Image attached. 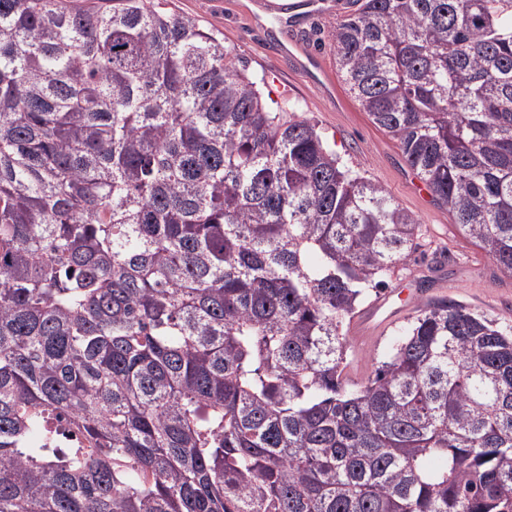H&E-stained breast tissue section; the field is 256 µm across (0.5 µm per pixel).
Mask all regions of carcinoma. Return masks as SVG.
Wrapping results in <instances>:
<instances>
[{
    "mask_svg": "<svg viewBox=\"0 0 512 512\" xmlns=\"http://www.w3.org/2000/svg\"><path fill=\"white\" fill-rule=\"evenodd\" d=\"M328 43L512 277V0H362ZM418 231L197 19L0 0V512H512L511 321L434 298L350 376Z\"/></svg>",
    "mask_w": 512,
    "mask_h": 512,
    "instance_id": "cac0c4a2",
    "label": "carcinoma"
}]
</instances>
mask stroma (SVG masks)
<instances>
[{
    "instance_id": "1",
    "label": "stroma",
    "mask_w": 512,
    "mask_h": 512,
    "mask_svg": "<svg viewBox=\"0 0 512 512\" xmlns=\"http://www.w3.org/2000/svg\"><path fill=\"white\" fill-rule=\"evenodd\" d=\"M358 0H341L339 12L308 18L297 10L275 23H255L252 0H166L170 13L196 18L218 29L249 73L262 78L263 94L281 107L296 106L299 117L316 123L332 149L361 176L381 185L421 225L420 246L400 264L390 284L405 300L415 298L413 272H425L436 250L448 249L453 261L439 274L430 297L444 295L503 320L512 321V278L502 275L486 253L464 237L406 164L395 141L379 131L344 89L329 51L327 35L337 15L349 14ZM300 42L319 57L324 73H308L286 52Z\"/></svg>"
}]
</instances>
